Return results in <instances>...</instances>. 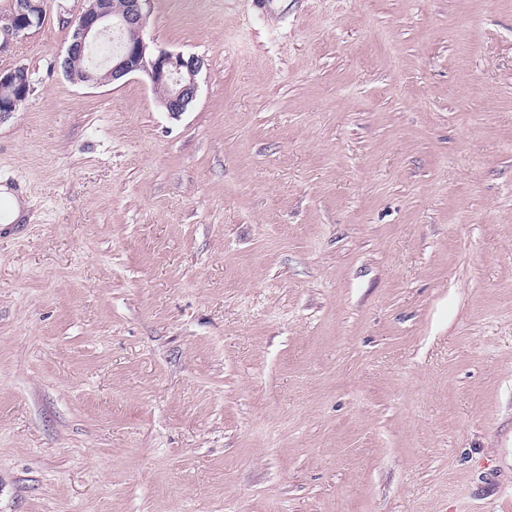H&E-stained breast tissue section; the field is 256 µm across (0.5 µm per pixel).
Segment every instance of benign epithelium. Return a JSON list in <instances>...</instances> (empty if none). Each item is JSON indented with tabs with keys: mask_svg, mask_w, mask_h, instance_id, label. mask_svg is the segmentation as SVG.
<instances>
[{
	"mask_svg": "<svg viewBox=\"0 0 512 512\" xmlns=\"http://www.w3.org/2000/svg\"><path fill=\"white\" fill-rule=\"evenodd\" d=\"M83 2L84 7L70 21L72 41L61 63L63 71L69 74L74 63L87 61L80 80L86 85L113 84L130 75H140L154 89L166 90L159 99L165 111L172 115L187 111L197 96L202 59L150 46L143 36L149 0H122L119 7L113 0ZM44 18L43 0H13V23L0 36V54L8 52L28 31L40 27ZM112 32L119 35L120 49L112 53L104 67L90 63L91 49ZM0 85L9 90V95L0 98V115L16 111L18 103L32 91L20 66L0 71Z\"/></svg>",
	"mask_w": 512,
	"mask_h": 512,
	"instance_id": "1",
	"label": "benign epithelium"
}]
</instances>
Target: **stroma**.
<instances>
[{"mask_svg":"<svg viewBox=\"0 0 512 512\" xmlns=\"http://www.w3.org/2000/svg\"><path fill=\"white\" fill-rule=\"evenodd\" d=\"M0 55V512H512V0H150L187 112ZM0 85L9 90V95L0 98V117L4 113L15 112L20 100L32 91L31 83L21 66L9 71H0Z\"/></svg>","mask_w":512,"mask_h":512,"instance_id":"35a3bbf8","label":"stroma"}]
</instances>
